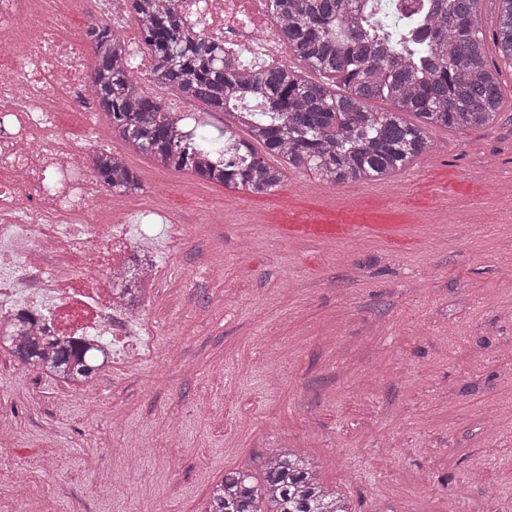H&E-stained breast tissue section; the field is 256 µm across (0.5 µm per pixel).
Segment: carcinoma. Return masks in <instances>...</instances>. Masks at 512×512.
<instances>
[{
  "label": "carcinoma",
  "mask_w": 512,
  "mask_h": 512,
  "mask_svg": "<svg viewBox=\"0 0 512 512\" xmlns=\"http://www.w3.org/2000/svg\"><path fill=\"white\" fill-rule=\"evenodd\" d=\"M275 2L288 50L300 65L246 71L224 55V45L184 32L175 0H132L153 58L152 81L247 130V156L229 145L223 162L206 165L208 148L181 136L171 114L132 79L120 39L95 22L84 37L93 45L94 92L112 133L160 168L265 195L289 170L333 185L400 172L430 148L429 128H487L512 93L488 58L480 25L484 0H431L428 14L421 2L404 3L390 26L366 0ZM506 2L496 14L492 40L512 62V0ZM308 70L320 78L309 77ZM376 100L389 109L373 110ZM267 155L278 164L268 163ZM95 176L115 191L141 189L133 170L108 155L96 160ZM13 356L74 386L99 370L97 355L80 336L33 337ZM204 512L351 510L343 495L320 480L305 453L276 448L264 458L259 477L246 468L224 472Z\"/></svg>",
  "instance_id": "cac0c4a2"
}]
</instances>
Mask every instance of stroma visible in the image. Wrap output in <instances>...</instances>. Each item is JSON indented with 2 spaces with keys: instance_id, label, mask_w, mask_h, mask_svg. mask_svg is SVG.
<instances>
[{
  "instance_id": "obj_1",
  "label": "stroma",
  "mask_w": 512,
  "mask_h": 512,
  "mask_svg": "<svg viewBox=\"0 0 512 512\" xmlns=\"http://www.w3.org/2000/svg\"><path fill=\"white\" fill-rule=\"evenodd\" d=\"M428 138L392 176L336 186L290 171L264 196L133 156L142 196L166 189L192 231L181 254L156 251L167 281L148 309L192 369L107 381L91 417L11 363L0 512H203L216 479L273 448L303 450L352 512H512V104L486 129ZM285 224H332L336 238ZM215 261L223 277L204 276ZM99 439L118 455H94Z\"/></svg>"
}]
</instances>
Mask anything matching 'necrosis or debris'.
Listing matches in <instances>:
<instances>
[{
	"instance_id": "obj_1",
	"label": "necrosis or debris",
	"mask_w": 512,
	"mask_h": 512,
	"mask_svg": "<svg viewBox=\"0 0 512 512\" xmlns=\"http://www.w3.org/2000/svg\"><path fill=\"white\" fill-rule=\"evenodd\" d=\"M181 28L223 42L236 63L259 70L292 65L271 0H177ZM131 0H0V327L18 336H83L110 355L103 377L161 360L182 365L179 342L160 347L145 304L166 274L147 245L167 214L162 195L117 197L96 179L91 158L112 141L97 119L81 24L103 22L126 45L141 84L152 60L130 14ZM153 94L183 137L209 135L185 101ZM78 109L81 137L65 133L58 112ZM144 225L134 244L128 223ZM139 271L136 297L123 290Z\"/></svg>"
}]
</instances>
